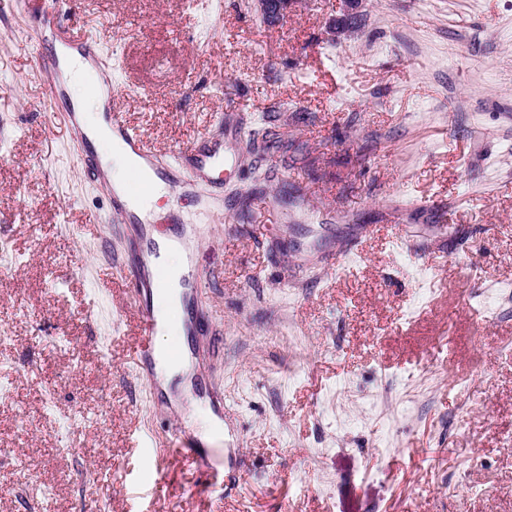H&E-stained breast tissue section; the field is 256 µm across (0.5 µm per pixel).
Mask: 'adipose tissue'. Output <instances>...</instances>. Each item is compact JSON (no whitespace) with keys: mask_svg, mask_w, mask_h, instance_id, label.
<instances>
[{"mask_svg":"<svg viewBox=\"0 0 512 512\" xmlns=\"http://www.w3.org/2000/svg\"><path fill=\"white\" fill-rule=\"evenodd\" d=\"M106 100L105 88L86 90L72 99L75 112L81 113L88 126L87 134L96 147L101 148L103 171L116 193L129 204L130 209L140 219L154 220L159 212L158 200L167 193L166 184L155 177L153 172L141 160L131 156L120 139L114 138L102 117ZM136 176L149 186L148 195H141L131 190L129 176ZM163 265L172 271L173 276L164 285L155 298L159 311V325L166 337H173L179 332L174 319L181 312V288L176 278L183 265V250L176 245L162 248Z\"/></svg>","mask_w":512,"mask_h":512,"instance_id":"adipose-tissue-1","label":"adipose tissue"}]
</instances>
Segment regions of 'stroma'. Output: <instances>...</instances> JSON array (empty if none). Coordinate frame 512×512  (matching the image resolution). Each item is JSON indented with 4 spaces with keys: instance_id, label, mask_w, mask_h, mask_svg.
Masks as SVG:
<instances>
[{
    "instance_id": "stroma-1",
    "label": "stroma",
    "mask_w": 512,
    "mask_h": 512,
    "mask_svg": "<svg viewBox=\"0 0 512 512\" xmlns=\"http://www.w3.org/2000/svg\"><path fill=\"white\" fill-rule=\"evenodd\" d=\"M11 2L0 512H512V0H359L336 34L343 0L277 22L258 0H76L64 32L88 23L160 154L223 144L218 207L148 226H191L213 276V477L166 459L173 410L131 362L141 227L47 94L31 34L56 0ZM269 121L281 147L247 151Z\"/></svg>"
}]
</instances>
